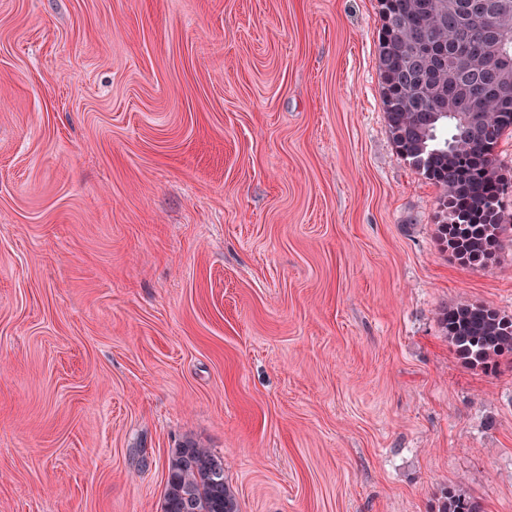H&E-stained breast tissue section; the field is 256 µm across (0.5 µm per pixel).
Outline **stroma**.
Wrapping results in <instances>:
<instances>
[{
  "label": "stroma",
  "instance_id": "stroma-1",
  "mask_svg": "<svg viewBox=\"0 0 512 512\" xmlns=\"http://www.w3.org/2000/svg\"><path fill=\"white\" fill-rule=\"evenodd\" d=\"M378 0H0V512H161L168 453L239 512H512V315L397 154ZM442 334L463 362L495 370L499 359L512 356V317L476 302L443 307L438 314ZM481 506L457 490L444 489L437 499L436 512H481Z\"/></svg>",
  "mask_w": 512,
  "mask_h": 512
}]
</instances>
